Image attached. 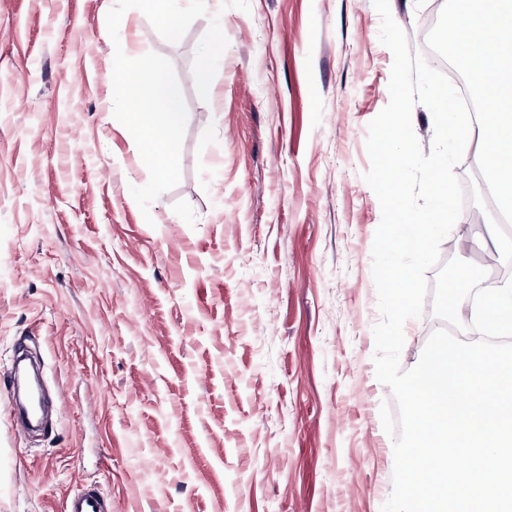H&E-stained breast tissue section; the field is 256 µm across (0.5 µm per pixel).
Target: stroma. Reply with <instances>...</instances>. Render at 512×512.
I'll list each match as a JSON object with an SVG mask.
<instances>
[{
	"mask_svg": "<svg viewBox=\"0 0 512 512\" xmlns=\"http://www.w3.org/2000/svg\"><path fill=\"white\" fill-rule=\"evenodd\" d=\"M116 0H0V512H381L394 455L376 377L363 175L392 52L373 0H206L176 43ZM444 0H390L413 54ZM210 93L197 63L216 32ZM173 65L181 179L142 214L149 171L113 114L116 51ZM502 228L469 201L442 260L485 265ZM404 325L402 369L442 328ZM55 410L8 409L18 347ZM65 512H103L101 493L95 488H86L68 498Z\"/></svg>",
	"mask_w": 512,
	"mask_h": 512,
	"instance_id": "35a3bbf8",
	"label": "stroma"
}]
</instances>
